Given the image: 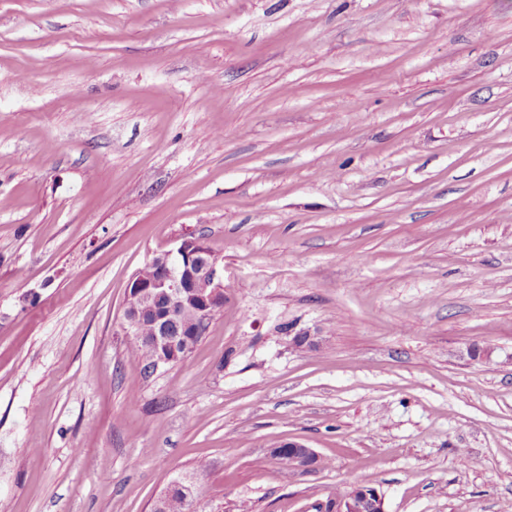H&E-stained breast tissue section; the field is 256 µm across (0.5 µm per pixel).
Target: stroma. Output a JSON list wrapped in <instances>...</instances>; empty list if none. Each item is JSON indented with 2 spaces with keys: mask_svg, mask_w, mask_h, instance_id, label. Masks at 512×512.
Segmentation results:
<instances>
[{
  "mask_svg": "<svg viewBox=\"0 0 512 512\" xmlns=\"http://www.w3.org/2000/svg\"><path fill=\"white\" fill-rule=\"evenodd\" d=\"M188 233L224 307L150 373L128 286ZM188 474L512 512V0H0V512ZM281 447L288 448L287 459L279 457V454L283 453L282 448H274L271 453L279 460L284 461L289 469L306 468L316 462V457L311 448H308L301 442L292 440L282 443Z\"/></svg>",
  "mask_w": 512,
  "mask_h": 512,
  "instance_id": "35a3bbf8",
  "label": "stroma"
}]
</instances>
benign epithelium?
Instances as JSON below:
<instances>
[{"label": "benign epithelium", "instance_id": "7a95c632", "mask_svg": "<svg viewBox=\"0 0 512 512\" xmlns=\"http://www.w3.org/2000/svg\"><path fill=\"white\" fill-rule=\"evenodd\" d=\"M151 264L160 270V275L149 285L131 280L125 302V324L133 326L141 314L154 313L155 330L147 341L158 349H174L181 332L173 323L186 302L194 299L212 312L224 307L220 259L183 239L174 248L154 256ZM284 448L288 449L285 463L290 469L306 468L316 462L313 451L295 440L273 449V455L279 456ZM318 509L319 512H385L379 492L363 484L351 486L341 498L319 503Z\"/></svg>", "mask_w": 512, "mask_h": 512}]
</instances>
